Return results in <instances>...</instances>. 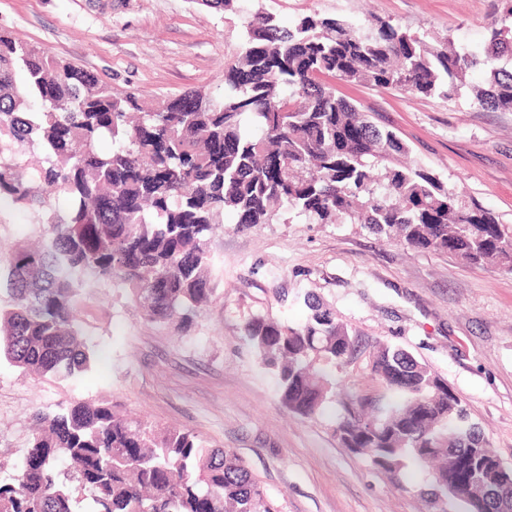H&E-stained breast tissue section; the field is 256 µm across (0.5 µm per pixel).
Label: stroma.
<instances>
[{
    "label": "stroma",
    "instance_id": "35a3bbf8",
    "mask_svg": "<svg viewBox=\"0 0 512 512\" xmlns=\"http://www.w3.org/2000/svg\"><path fill=\"white\" fill-rule=\"evenodd\" d=\"M259 10L286 26L314 13L356 24L377 17L478 51L503 21L505 2L242 0L231 13L198 0H0V30L153 104L189 89L221 94L224 64ZM338 90L395 131L449 192L512 224V112L482 108L465 89L448 100L356 84ZM44 231L32 211L0 209V248L37 242ZM210 251L217 294L187 330L147 322L123 290L88 276L76 310L95 352L87 371L26 374L0 360V471L21 469L36 415L107 403L234 452L279 512H463L456 499L424 496L426 471L399 484L341 445L335 427L347 405L389 400L369 375L378 344L407 350L445 379L512 469V272L413 251L357 224L297 218L248 229L225 224ZM308 296L358 341L336 373L335 400L313 419L281 404L275 376L244 337L255 314L300 323Z\"/></svg>",
    "mask_w": 512,
    "mask_h": 512
}]
</instances>
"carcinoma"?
<instances>
[{
  "instance_id": "obj_1",
  "label": "carcinoma",
  "mask_w": 512,
  "mask_h": 512,
  "mask_svg": "<svg viewBox=\"0 0 512 512\" xmlns=\"http://www.w3.org/2000/svg\"><path fill=\"white\" fill-rule=\"evenodd\" d=\"M474 68L482 108L512 111V25L491 28L478 52L433 43L385 21L369 27L317 14L286 28L256 13L224 64L220 97L200 90L146 110L98 77L0 31V206L37 212V247L0 250L10 308L0 310V356L36 374L72 376L94 352L73 316L79 280L126 291L160 325L188 328L216 296L208 241L238 228L302 216L362 224L416 251L449 253L512 271V227L466 205L427 169L402 161L409 147L338 94L336 82L448 99ZM112 138V151L96 141ZM68 200L61 213L35 183ZM310 309L297 325L248 318L244 337L277 378L280 402L306 418L335 397V372L356 338L335 314ZM371 375L398 401H360L339 418L342 445L396 478L432 466L426 495L473 512L477 471L506 494L480 512H512V470L468 421L448 384L408 351L377 345ZM72 469L59 480L58 466ZM88 491L95 512H276L243 461L190 431H155L104 403L41 417L17 475L0 477V512H75Z\"/></svg>"
}]
</instances>
